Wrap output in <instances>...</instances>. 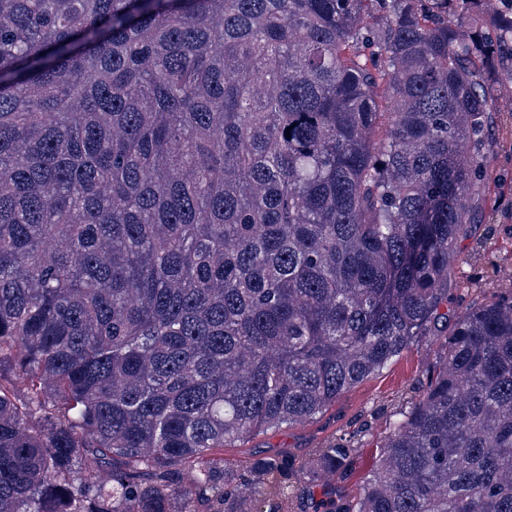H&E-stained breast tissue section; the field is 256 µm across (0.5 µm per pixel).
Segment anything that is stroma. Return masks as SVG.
Listing matches in <instances>:
<instances>
[{"mask_svg":"<svg viewBox=\"0 0 512 512\" xmlns=\"http://www.w3.org/2000/svg\"><path fill=\"white\" fill-rule=\"evenodd\" d=\"M492 98L498 118L488 132L484 196L474 206L469 226L471 242L480 243L481 248L466 252L456 270L455 287L448 297L452 311L460 301L480 303L495 292L512 289V81L496 88ZM447 351L448 331L441 326L434 335L419 338L379 375L343 394L316 419L255 435L246 442L213 450L212 455L239 469L270 455L300 461L324 447L331 437L356 430L368 420L372 428L358 438L342 481L344 491L354 493L388 423L400 419Z\"/></svg>","mask_w":512,"mask_h":512,"instance_id":"35a3bbf8","label":"stroma"}]
</instances>
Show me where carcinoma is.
Segmentation results:
<instances>
[{"label":"carcinoma","instance_id":"obj_1","mask_svg":"<svg viewBox=\"0 0 512 512\" xmlns=\"http://www.w3.org/2000/svg\"><path fill=\"white\" fill-rule=\"evenodd\" d=\"M486 0H0V512H512V289L353 495L208 458L448 321L512 18Z\"/></svg>","mask_w":512,"mask_h":512}]
</instances>
